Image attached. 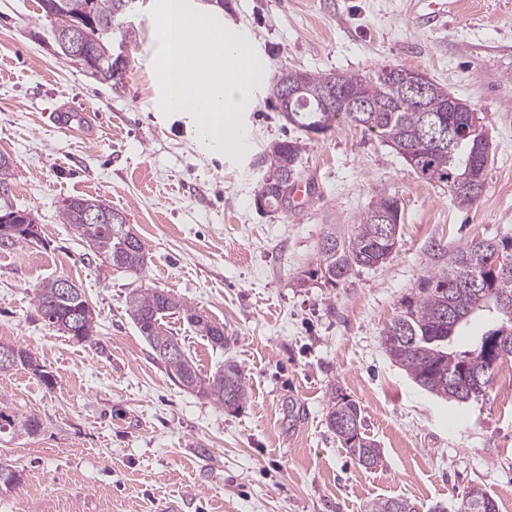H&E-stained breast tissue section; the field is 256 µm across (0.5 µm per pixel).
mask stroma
Instances as JSON below:
<instances>
[{"label":"stroma","mask_w":512,"mask_h":512,"mask_svg":"<svg viewBox=\"0 0 512 512\" xmlns=\"http://www.w3.org/2000/svg\"><path fill=\"white\" fill-rule=\"evenodd\" d=\"M150 0L121 88L58 53L39 0H0V153L13 161L9 201L37 218L41 242L0 249V341L33 352L53 383L0 373V394L38 415L40 433L0 440L23 479L0 512H368L391 497L418 512H457L472 487L512 512V389L495 372L485 396L459 403L426 391L387 356L381 331L444 270L450 251L512 238V0H224V17L254 34L268 62L245 121L241 161L201 155L185 120L163 115L149 64ZM417 69L471 102L495 157L484 190L459 207L418 178L376 135L350 124L315 136L270 105L285 70ZM92 111L93 128L64 135L46 115ZM300 139L305 210H258L272 144ZM401 208L397 245L380 266L338 285L311 274L328 227L357 223L379 194ZM94 197L124 212L145 245L139 275L105 267L59 211ZM65 278L95 308L99 347L59 333L35 289ZM134 288H164L224 327L212 347L169 319L203 373L234 361L242 409L180 389L126 312ZM354 400L382 452L360 466L326 424L331 390Z\"/></svg>","instance_id":"stroma-1"}]
</instances>
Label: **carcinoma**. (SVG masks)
I'll return each mask as SVG.
<instances>
[{
    "label": "carcinoma",
    "instance_id": "carcinoma-1",
    "mask_svg": "<svg viewBox=\"0 0 512 512\" xmlns=\"http://www.w3.org/2000/svg\"><path fill=\"white\" fill-rule=\"evenodd\" d=\"M134 0H40L45 20L53 32L70 30L77 18L88 13L98 27L89 29L85 49L95 57L101 72H112L115 60L104 53L111 48L112 34L119 31V54L127 65L139 34L125 24ZM396 66H384L374 75L355 72L315 74L286 70L277 82L303 90L302 97L278 102L282 117L299 129L313 133L321 128L329 131L344 123L372 133L389 144L413 173L427 181L448 186L460 206H469L479 198L466 184L467 175L476 170L481 158L477 144L488 140L476 109L465 99L448 93L440 83L427 79V111L402 90L400 80L392 76ZM336 84L348 94L324 104L326 89ZM360 94L369 111H354L350 93ZM453 130L455 138L441 148L427 146L423 138L429 121ZM304 143L283 140L272 145L268 177L279 188L265 199L267 208H278L287 201L288 190L299 176L297 166ZM397 204V198L383 193L360 215L359 221L342 232L329 231L319 245L316 272L331 284L345 280L359 268L378 266L386 243L381 238L385 214ZM115 212L110 205L90 197H70L59 211L62 223L72 227L92 252L101 256L115 271L139 273L145 266V247L129 248L128 239L136 237L128 224H88L84 214ZM0 249L20 244L41 242L37 218L27 210H2ZM36 307L44 321L78 341L97 344V314L84 291L75 288L67 296L57 294L52 281L42 282L36 289ZM492 307L493 321L483 334L504 336L512 340V239H473L448 253V269L420 280L417 292L404 304V309L382 331L383 344L390 359L402 367L413 380L431 393L445 398L449 394L448 378L458 380L473 392L472 399L484 395L491 386L495 370L492 364L512 360V352L499 355L491 351L446 349L464 334L470 316L477 310ZM127 311L141 336L152 350L172 347L178 354L162 359L169 376L181 387L196 392L229 411L242 406L246 385L240 368L231 360L215 372L204 375L192 358L185 354L180 339L163 323L177 318L192 326L214 347H224V326L207 320L191 303L159 288H135L127 299ZM1 348L17 352L16 366L40 373L37 359L18 344L2 343ZM478 374L480 383L470 377ZM327 423L346 447V451L364 468H375L381 453L374 440L365 434L360 407L350 399L331 393L327 405ZM41 430V420L10 406L0 396V438L34 436ZM21 481L20 471L0 463V491H8ZM369 512H417L416 506L404 498L374 502ZM459 512H498L495 498L488 492L480 495L468 491Z\"/></svg>",
    "mask_w": 512,
    "mask_h": 512
}]
</instances>
